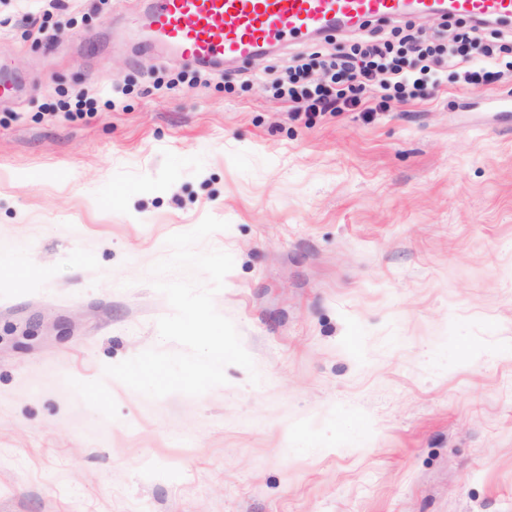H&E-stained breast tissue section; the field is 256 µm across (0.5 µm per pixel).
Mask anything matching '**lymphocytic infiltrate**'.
<instances>
[{
  "instance_id": "obj_1",
  "label": "lymphocytic infiltrate",
  "mask_w": 512,
  "mask_h": 512,
  "mask_svg": "<svg viewBox=\"0 0 512 512\" xmlns=\"http://www.w3.org/2000/svg\"><path fill=\"white\" fill-rule=\"evenodd\" d=\"M495 42L478 46L470 32L457 33L451 45L395 28L389 36L371 34L348 52L320 61V79L308 77L309 64L296 66L273 95L296 109L345 112L369 101L408 102L424 94L426 77L454 69L464 85L480 89L512 70V32L498 30Z\"/></svg>"
}]
</instances>
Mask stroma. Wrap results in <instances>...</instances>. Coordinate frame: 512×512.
<instances>
[{
    "mask_svg": "<svg viewBox=\"0 0 512 512\" xmlns=\"http://www.w3.org/2000/svg\"><path fill=\"white\" fill-rule=\"evenodd\" d=\"M144 0H0V512H512V76L294 113L309 37L221 71ZM97 100L70 119L62 94ZM228 221L216 294L261 376L147 398L149 269ZM105 379L109 421L67 385Z\"/></svg>",
    "mask_w": 512,
    "mask_h": 512,
    "instance_id": "obj_1",
    "label": "stroma"
}]
</instances>
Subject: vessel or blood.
Returning a JSON list of instances; mask_svg holds the SVG:
<instances>
[{"label": "vessel or blood", "instance_id": "vessel-or-blood-1", "mask_svg": "<svg viewBox=\"0 0 512 512\" xmlns=\"http://www.w3.org/2000/svg\"><path fill=\"white\" fill-rule=\"evenodd\" d=\"M447 14L497 25L512 21V0H151L149 25L162 45L216 69L285 39Z\"/></svg>", "mask_w": 512, "mask_h": 512}]
</instances>
